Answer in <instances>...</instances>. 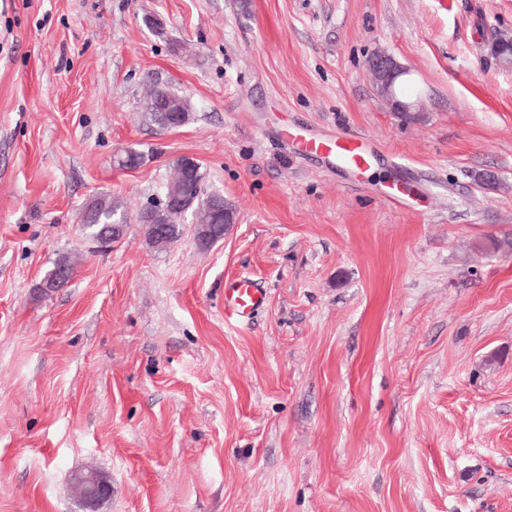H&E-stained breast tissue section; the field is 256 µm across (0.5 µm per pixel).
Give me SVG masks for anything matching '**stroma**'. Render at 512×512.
<instances>
[{
  "instance_id": "1",
  "label": "stroma",
  "mask_w": 512,
  "mask_h": 512,
  "mask_svg": "<svg viewBox=\"0 0 512 512\" xmlns=\"http://www.w3.org/2000/svg\"><path fill=\"white\" fill-rule=\"evenodd\" d=\"M502 35L512 0H0V512H76L87 466L99 512H512V250H475L512 239ZM154 75L183 126L142 112ZM341 133L362 177L297 150ZM185 156L235 222L159 251L137 215ZM234 276L266 293L244 324ZM369 70L374 78L379 93L385 97L397 112H410L412 106L397 100L394 96V86L397 80L408 74L393 56L379 52L368 61ZM97 214V222L87 223L84 208L78 214L85 238L102 247L111 245L123 237L128 225V215L120 200L108 196H98L91 201ZM266 294L247 277L229 278L224 284V318L245 322L265 303ZM70 483L79 506L76 512H98L112 490L111 478L94 468L74 472Z\"/></svg>"
}]
</instances>
